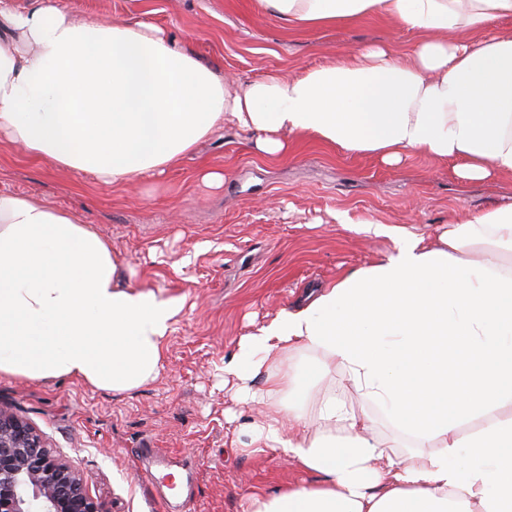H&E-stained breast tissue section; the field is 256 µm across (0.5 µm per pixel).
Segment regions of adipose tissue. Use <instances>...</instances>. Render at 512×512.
I'll use <instances>...</instances> for the list:
<instances>
[{"mask_svg": "<svg viewBox=\"0 0 512 512\" xmlns=\"http://www.w3.org/2000/svg\"><path fill=\"white\" fill-rule=\"evenodd\" d=\"M290 26L378 15L417 35L236 90L163 30L77 21L63 0H0V140L123 187L163 171L232 119L269 158L317 142L389 164L417 152L462 180H512V0H260ZM390 251L306 291L224 364L259 407V449L317 474L253 493L246 512H512V205L468 215L437 244L384 224ZM111 244L67 211L0 193V375L154 382L176 298L122 282ZM311 351L417 447L395 454L335 395L301 402ZM265 373L262 389L250 383ZM478 413L470 438L460 425Z\"/></svg>", "mask_w": 512, "mask_h": 512, "instance_id": "1", "label": "adipose tissue"}]
</instances>
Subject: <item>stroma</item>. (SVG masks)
Listing matches in <instances>:
<instances>
[{
	"mask_svg": "<svg viewBox=\"0 0 512 512\" xmlns=\"http://www.w3.org/2000/svg\"><path fill=\"white\" fill-rule=\"evenodd\" d=\"M76 17L145 21L178 39L223 80L292 76L339 54L413 33L380 16L311 30L288 26L259 0H64ZM234 124L201 140L161 174L115 188L0 144V192L63 208L112 245L133 285L180 298L164 369L142 388L112 393L69 377L0 376V405L31 423L84 474L104 512H160L143 472L165 464L181 482L169 512H243L255 490L312 483L283 454L252 444L250 404L234 398L224 362L256 328L295 306L305 289L333 284L378 259L389 239L356 224L416 227L430 239L468 214L512 202L498 181L466 183L450 164L407 153L396 165L321 144L268 160ZM222 172L206 185L202 167ZM349 223H339L337 212ZM311 385L362 406L342 371L318 354L296 358Z\"/></svg>",
	"mask_w": 512,
	"mask_h": 512,
	"instance_id": "stroma-1",
	"label": "stroma"
}]
</instances>
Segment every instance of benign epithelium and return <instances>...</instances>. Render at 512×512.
Wrapping results in <instances>:
<instances>
[{"instance_id":"7a95c632","label":"benign epithelium","mask_w":512,"mask_h":512,"mask_svg":"<svg viewBox=\"0 0 512 512\" xmlns=\"http://www.w3.org/2000/svg\"><path fill=\"white\" fill-rule=\"evenodd\" d=\"M0 512H102L87 479L0 405Z\"/></svg>"}]
</instances>
